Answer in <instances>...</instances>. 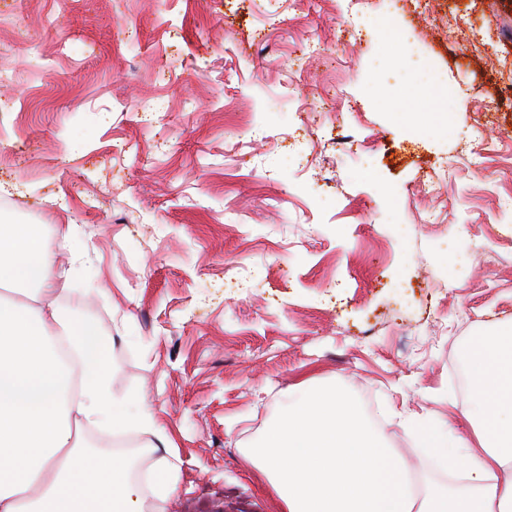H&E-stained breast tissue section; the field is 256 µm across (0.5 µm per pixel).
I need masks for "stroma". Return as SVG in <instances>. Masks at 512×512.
<instances>
[{
	"label": "stroma",
	"mask_w": 512,
	"mask_h": 512,
	"mask_svg": "<svg viewBox=\"0 0 512 512\" xmlns=\"http://www.w3.org/2000/svg\"><path fill=\"white\" fill-rule=\"evenodd\" d=\"M399 5L0 0V216L77 225L57 302L174 446L84 443L172 456L153 512H278L243 455L325 383L446 480L408 423L456 425L465 349L512 324V0ZM389 17L399 55L363 27ZM420 64L463 91L447 129L392 110ZM179 472L178 465L166 457L159 459L154 466L149 486L152 497L159 501L166 500L176 489Z\"/></svg>",
	"instance_id": "obj_1"
}]
</instances>
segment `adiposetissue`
<instances>
[{"mask_svg":"<svg viewBox=\"0 0 512 512\" xmlns=\"http://www.w3.org/2000/svg\"><path fill=\"white\" fill-rule=\"evenodd\" d=\"M425 97L397 100L430 125L447 124L457 89L426 69ZM68 275L43 235L0 224V512H145L166 500L180 469L159 459L149 487L124 456L87 453L82 432L108 426L171 440L149 406L129 412L112 388L98 325L53 299ZM471 436L415 424L425 452L461 469V484L415 489L409 468L349 393L323 385L299 397L245 457L273 488L281 512H512V328L481 337L465 355Z\"/></svg>","mask_w":512,"mask_h":512,"instance_id":"1","label":"adipose tissue"}]
</instances>
